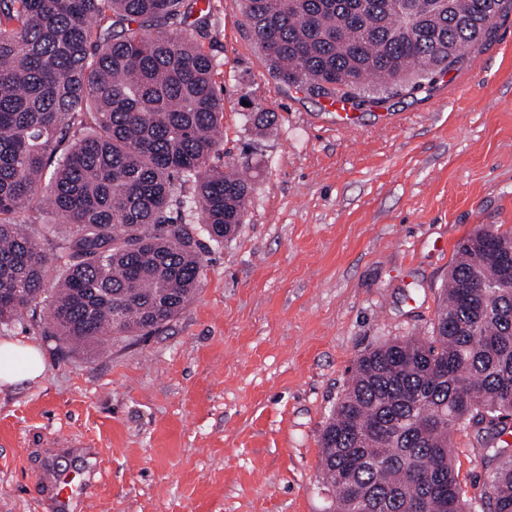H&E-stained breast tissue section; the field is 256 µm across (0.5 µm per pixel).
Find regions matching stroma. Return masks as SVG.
Masks as SVG:
<instances>
[{"mask_svg": "<svg viewBox=\"0 0 512 512\" xmlns=\"http://www.w3.org/2000/svg\"><path fill=\"white\" fill-rule=\"evenodd\" d=\"M193 37L224 97L215 165L252 184L244 224L205 243L201 286L141 336L73 348L44 333L50 292L0 339L46 371L0 389V512H53L52 473L96 463L71 512H332L319 433L357 358L431 336L457 244L512 228V16L432 88L359 108L273 78L235 0ZM272 112L265 136L246 121ZM467 498L486 476L455 436Z\"/></svg>", "mask_w": 512, "mask_h": 512, "instance_id": "stroma-1", "label": "stroma"}]
</instances>
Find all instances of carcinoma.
I'll return each instance as SVG.
<instances>
[{"label": "carcinoma", "mask_w": 512, "mask_h": 512, "mask_svg": "<svg viewBox=\"0 0 512 512\" xmlns=\"http://www.w3.org/2000/svg\"><path fill=\"white\" fill-rule=\"evenodd\" d=\"M238 4L277 79L357 108L431 87L512 14V0ZM207 20L199 0H0V325L61 260L53 335L103 346L157 329L200 287L199 237L220 244L244 223L252 185L212 163L224 98L190 38ZM45 208L52 223L22 220ZM508 419L512 231L480 228L456 248L432 336L358 358L320 434L323 480L340 512H467L452 448L471 428L494 464L482 506L512 512Z\"/></svg>", "instance_id": "cac0c4a2"}]
</instances>
